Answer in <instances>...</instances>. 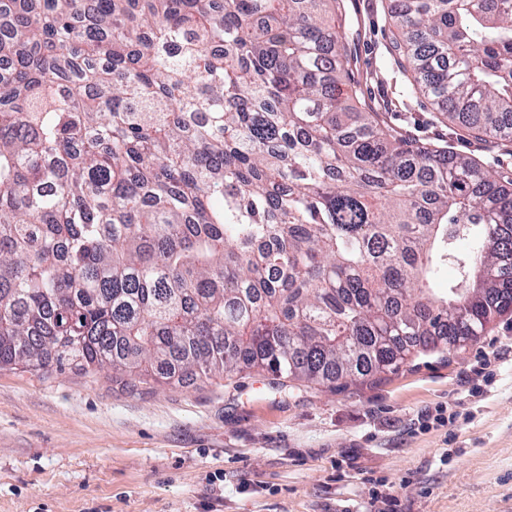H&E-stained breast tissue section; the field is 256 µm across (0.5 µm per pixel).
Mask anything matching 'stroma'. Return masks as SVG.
<instances>
[{
    "instance_id": "35a3bbf8",
    "label": "stroma",
    "mask_w": 512,
    "mask_h": 512,
    "mask_svg": "<svg viewBox=\"0 0 512 512\" xmlns=\"http://www.w3.org/2000/svg\"><path fill=\"white\" fill-rule=\"evenodd\" d=\"M359 98L512 174L391 51L387 0H344ZM445 407L455 423L426 424ZM0 512H512V310L466 347L331 391L246 370L178 386L0 369Z\"/></svg>"
}]
</instances>
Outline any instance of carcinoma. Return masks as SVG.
<instances>
[{"mask_svg": "<svg viewBox=\"0 0 512 512\" xmlns=\"http://www.w3.org/2000/svg\"><path fill=\"white\" fill-rule=\"evenodd\" d=\"M341 9L0 0V367L335 390L512 309V190L349 102ZM387 12L411 90L511 140L512 0Z\"/></svg>", "mask_w": 512, "mask_h": 512, "instance_id": "carcinoma-1", "label": "carcinoma"}]
</instances>
